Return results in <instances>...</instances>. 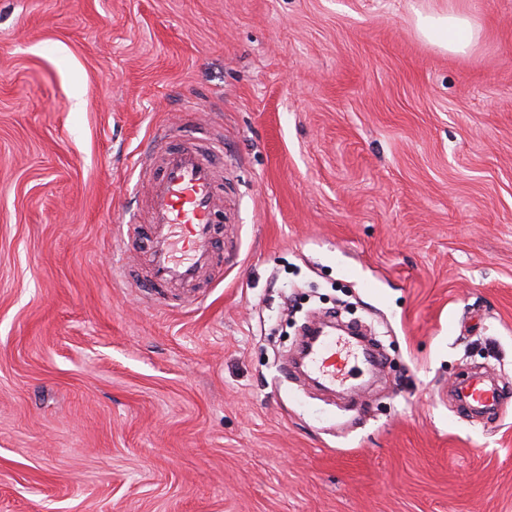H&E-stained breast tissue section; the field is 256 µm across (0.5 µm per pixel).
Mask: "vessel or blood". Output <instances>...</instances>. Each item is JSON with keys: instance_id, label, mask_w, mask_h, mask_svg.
Segmentation results:
<instances>
[{"instance_id": "vessel-or-blood-1", "label": "vessel or blood", "mask_w": 512, "mask_h": 512, "mask_svg": "<svg viewBox=\"0 0 512 512\" xmlns=\"http://www.w3.org/2000/svg\"><path fill=\"white\" fill-rule=\"evenodd\" d=\"M150 170L145 224L127 227L129 236L144 244L148 270L128 277L144 292L157 295L176 284H196L214 273L217 264L216 218L224 211L220 158L195 138H179L164 129L150 136L140 158ZM307 366L318 380L332 384L346 361L335 335L321 333L303 352ZM465 400L490 408L500 392L481 378L468 379L462 387Z\"/></svg>"}]
</instances>
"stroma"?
I'll return each instance as SVG.
<instances>
[{
    "mask_svg": "<svg viewBox=\"0 0 512 512\" xmlns=\"http://www.w3.org/2000/svg\"><path fill=\"white\" fill-rule=\"evenodd\" d=\"M157 123L224 162L178 308L121 275ZM307 287L380 389L283 360ZM0 512H512V0H0ZM417 30L428 41L452 53H465L473 39V26L461 11L418 16ZM461 389L462 397L467 403L470 401L484 408L495 406L500 398V392L496 387L489 386L478 377H472L465 381Z\"/></svg>",
    "mask_w": 512,
    "mask_h": 512,
    "instance_id": "obj_1",
    "label": "stroma"
}]
</instances>
